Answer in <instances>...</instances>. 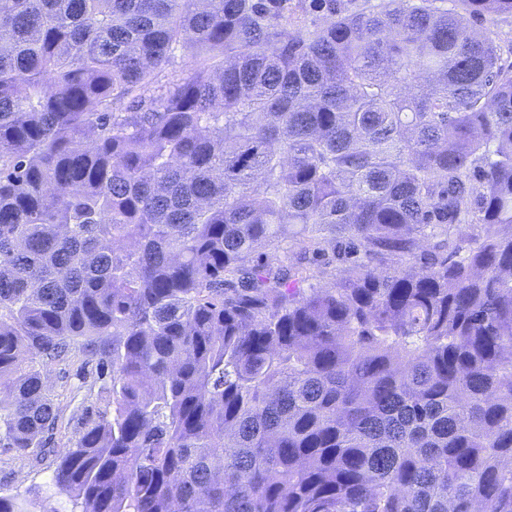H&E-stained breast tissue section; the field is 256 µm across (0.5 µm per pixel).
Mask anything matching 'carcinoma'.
Listing matches in <instances>:
<instances>
[{"label": "carcinoma", "instance_id": "obj_1", "mask_svg": "<svg viewBox=\"0 0 512 512\" xmlns=\"http://www.w3.org/2000/svg\"><path fill=\"white\" fill-rule=\"evenodd\" d=\"M501 15L0 0V448L79 512H512ZM79 362L70 366H52L47 370V377L51 383L54 394L58 396L61 404L66 406L65 419L55 435V446L58 450L69 448L79 435L78 419L87 406H99L96 402V392H87L88 385L96 377L95 369L88 367L79 375ZM78 373V374H77ZM85 374V375H84ZM86 376V383L82 377ZM80 386H83L79 389ZM71 419L68 423V420Z\"/></svg>", "mask_w": 512, "mask_h": 512}]
</instances>
